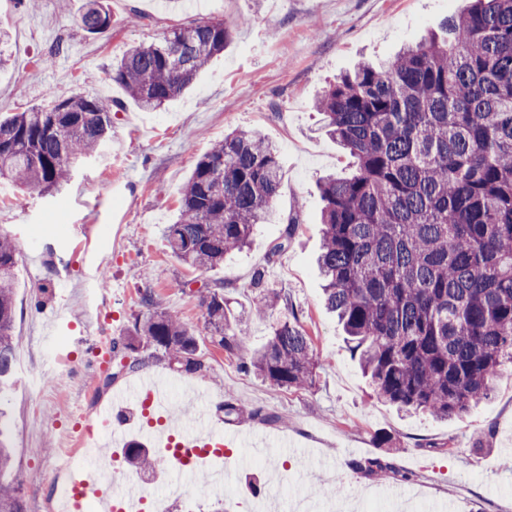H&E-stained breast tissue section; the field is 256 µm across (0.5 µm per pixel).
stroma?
Masks as SVG:
<instances>
[{
  "label": "stroma",
  "instance_id": "35a3bbf8",
  "mask_svg": "<svg viewBox=\"0 0 512 512\" xmlns=\"http://www.w3.org/2000/svg\"><path fill=\"white\" fill-rule=\"evenodd\" d=\"M111 16L101 33L82 29L88 0H0V29L11 33L0 68V115L47 104L72 90L112 105V145L79 167L66 188L47 194L0 186V231L19 250L16 357L57 349L70 361L55 370L45 360L36 376L16 369L0 397L9 417L14 466L27 512H60L50 475L54 460L76 447V421L95 424L126 375L116 364H93L92 341L125 336L144 292L158 308L179 313L198 330L202 371L169 367L143 345V369L171 381L174 416L199 417L216 429L253 428L287 437L267 454L233 451L240 481L217 487L195 474L167 470L164 481L136 477L164 512H253L276 501L291 512L296 496L327 512L337 485L360 512H392L385 495L397 484L412 492L417 512L453 502L456 512H512V365L490 398L448 420L406 416L372 392L344 333L323 302L316 257L322 242L319 180L347 173L350 159L322 127L314 103L330 80L359 60L383 61L454 16L463 0H100ZM223 21L231 41L194 84L158 111H146L113 83L110 73L132 46L157 41L170 27ZM235 130L257 131L278 144L283 173L273 207L249 248L220 267L197 271L167 249L164 229L180 206L182 188L212 143ZM43 227L30 245L34 227ZM284 242L275 263L269 248ZM290 299L320 366L304 390L271 386L243 368L286 310L257 318L256 271ZM223 288L232 311L246 318L245 349L229 354L203 336L200 292ZM111 386H104V379ZM207 390L214 401L190 408L183 390ZM246 413L230 421L224 401ZM36 403L29 417L26 403ZM288 417L275 423L276 415ZM377 459L382 471L354 468Z\"/></svg>",
  "mask_w": 512,
  "mask_h": 512
}]
</instances>
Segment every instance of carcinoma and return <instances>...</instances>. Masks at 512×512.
<instances>
[{
    "label": "carcinoma",
    "instance_id": "carcinoma-1",
    "mask_svg": "<svg viewBox=\"0 0 512 512\" xmlns=\"http://www.w3.org/2000/svg\"><path fill=\"white\" fill-rule=\"evenodd\" d=\"M90 33L110 25L90 4ZM231 37L221 22L171 29L130 49L112 81L143 110L179 96ZM180 54L173 68L168 52ZM324 127L356 159L349 177L320 183L319 266L329 310L377 398L405 412L461 417L491 393L512 363V0H469L430 34L378 66L360 63L315 102ZM112 109L60 91L44 106L0 118V181L53 193L72 169L112 143ZM279 150L255 132H232L201 156L186 181L166 246L184 265L208 270L250 244L279 194ZM17 247L0 233V393L11 386ZM141 303L114 356L141 366L142 342L184 372L204 368L196 330L153 295ZM283 305L265 346L244 363L280 388H309L319 362L288 298L267 289L257 313ZM204 330L229 353L243 349L246 320L220 288L201 297ZM126 463L151 472L157 457L131 446ZM13 454L0 427V512H26L21 486L4 480Z\"/></svg>",
    "mask_w": 512,
    "mask_h": 512
}]
</instances>
